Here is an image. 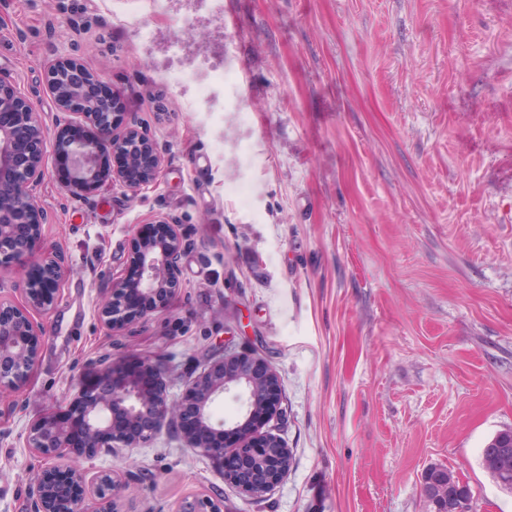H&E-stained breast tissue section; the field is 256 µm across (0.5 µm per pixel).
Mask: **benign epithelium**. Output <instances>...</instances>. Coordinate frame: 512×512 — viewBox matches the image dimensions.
Returning a JSON list of instances; mask_svg holds the SVG:
<instances>
[{"label":"benign epithelium","instance_id":"obj_1","mask_svg":"<svg viewBox=\"0 0 512 512\" xmlns=\"http://www.w3.org/2000/svg\"><path fill=\"white\" fill-rule=\"evenodd\" d=\"M92 76L76 60L57 58L47 66V84L59 109L82 117L76 127L84 134L67 144L69 178L67 191L84 198L96 191L103 179L97 160L109 151L118 159L112 180L136 193L154 182L162 166L161 155L147 131L136 123L115 118L104 98L88 99ZM0 107L10 111L0 121V265L21 261L32 253L46 219L32 203L36 187L45 177V130L38 113L12 83L0 75ZM161 237L146 240L132 236L129 264L138 267L135 283L122 280L102 306L99 321L108 330L148 316L162 308L181 288L180 260L185 240L180 225L164 217ZM63 271L56 258L35 266L24 288L25 305L0 298V384L18 386L37 364L46 338L43 326L31 312L47 315L58 302ZM235 392L243 410L231 421H216L212 408L224 394ZM125 413L129 434L114 422L113 408ZM73 420L79 424L76 442L73 424L41 420L32 424L26 437L29 452L41 462L35 477V512H124L120 508L123 485L117 471L103 472L93 484L74 467L60 464L66 456L91 457L103 448H138L153 439L168 417L180 422L190 446L224 465L227 449L247 460L238 472L224 470L227 481L251 499L273 490L288 475L290 451L281 438L262 430V424L281 414L278 373L262 359L242 354L212 366L194 380L181 400L168 398L156 380L148 385L141 375L104 376L91 391L70 401ZM467 482L441 466L426 470L422 492L429 512H468L469 500L448 506V487ZM181 512H223L222 504L208 495L187 502Z\"/></svg>","mask_w":512,"mask_h":512}]
</instances>
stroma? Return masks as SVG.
<instances>
[{
    "label": "stroma",
    "instance_id": "obj_1",
    "mask_svg": "<svg viewBox=\"0 0 512 512\" xmlns=\"http://www.w3.org/2000/svg\"><path fill=\"white\" fill-rule=\"evenodd\" d=\"M224 59V109L194 112L167 74ZM79 60L147 126L162 157L133 193L72 197L58 135L77 121L47 86ZM0 75L47 131L35 250L0 266L23 303L61 256L59 301L22 386H0V512H34L29 426L111 369L154 366L170 399L223 358L278 373L288 475L243 495L176 421L138 448L67 464L115 469L127 512H427V467L465 479L472 512H512L481 450L512 428V0H186L123 18L113 0H0ZM181 226L180 290L123 329L98 320L134 232Z\"/></svg>",
    "mask_w": 512,
    "mask_h": 512
}]
</instances>
